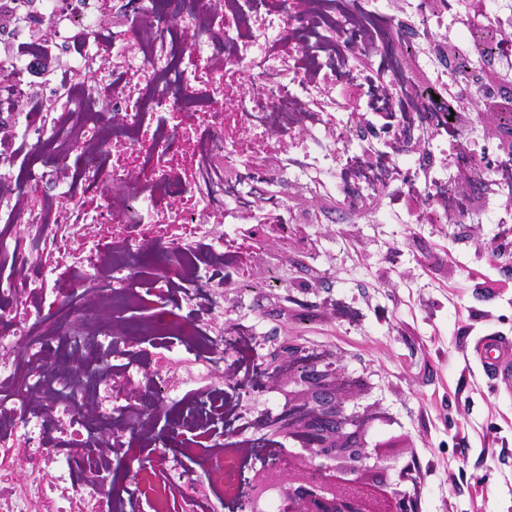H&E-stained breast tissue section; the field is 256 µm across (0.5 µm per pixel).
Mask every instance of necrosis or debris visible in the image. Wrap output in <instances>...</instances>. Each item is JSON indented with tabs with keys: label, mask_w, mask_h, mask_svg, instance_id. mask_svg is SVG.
<instances>
[{
	"label": "necrosis or debris",
	"mask_w": 512,
	"mask_h": 512,
	"mask_svg": "<svg viewBox=\"0 0 512 512\" xmlns=\"http://www.w3.org/2000/svg\"><path fill=\"white\" fill-rule=\"evenodd\" d=\"M408 2L424 33L465 6ZM0 3L22 18L0 25V512H124L122 490L94 476L126 431L176 448L156 431L158 400L176 401L189 431L223 412L211 376L224 265L246 276L256 247L234 220L255 184L303 175L267 167L284 139L336 126L312 160L401 196L422 168L412 156L382 153L380 173L335 159L354 115L425 120L449 134L455 165L512 192V158L449 132L448 102L433 97L480 91L484 55L512 67V0H490L482 25L496 39L464 43L466 65L429 91L403 72L390 0H125L118 30L103 22L112 0ZM55 51L65 65L35 89L31 64ZM247 68L259 73L249 85ZM146 302L154 318L126 317Z\"/></svg>",
	"instance_id": "necrosis-or-debris-1"
}]
</instances>
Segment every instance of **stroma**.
Returning a JSON list of instances; mask_svg holds the SVG:
<instances>
[{"instance_id": "35a3bbf8", "label": "stroma", "mask_w": 512, "mask_h": 512, "mask_svg": "<svg viewBox=\"0 0 512 512\" xmlns=\"http://www.w3.org/2000/svg\"><path fill=\"white\" fill-rule=\"evenodd\" d=\"M430 154L431 174L467 186L460 223H410L418 194L380 191L370 209H346L338 183L311 173L278 198L300 215L317 190L320 221L287 253L257 256L247 280L228 272L224 311L268 340L289 335L341 358L380 415L368 434L391 446L390 475L410 468L419 512H512V374L485 364L487 338L512 342V257L499 250L512 243V209L463 182L440 139ZM339 302L352 319L336 316Z\"/></svg>"}]
</instances>
